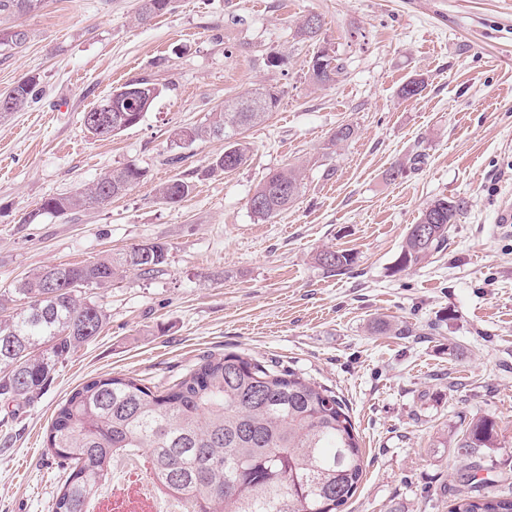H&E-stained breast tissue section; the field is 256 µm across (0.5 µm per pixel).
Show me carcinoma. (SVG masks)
Returning <instances> with one entry per match:
<instances>
[{
  "label": "carcinoma",
  "mask_w": 512,
  "mask_h": 512,
  "mask_svg": "<svg viewBox=\"0 0 512 512\" xmlns=\"http://www.w3.org/2000/svg\"><path fill=\"white\" fill-rule=\"evenodd\" d=\"M42 0H0V12L28 14ZM172 0H140L137 20L147 23L171 9ZM296 35L315 44L309 78L318 85L336 82L342 67H318L322 53L318 33L304 18ZM26 40L21 29L0 30V48ZM38 77L21 80L1 98L11 107L0 117L21 112L37 99ZM149 87V94L118 102L127 123L118 133L137 125L150 109L159 88L148 78L124 84ZM278 96L259 88L246 90L229 108L211 112L194 127L196 141L224 139V154L211 170L224 173L247 161L245 131L260 123L278 105ZM135 164L116 168L93 185L66 196L45 199L27 212L23 224H38L46 215L99 209L126 194L144 177ZM297 167L274 170L249 199L257 217L268 220L288 210L302 188ZM193 190L180 178L161 185L157 199L176 205ZM466 201L437 199L419 223L430 224L420 237L410 228L399 265L408 267L439 252L448 229L465 210ZM149 262L135 261L138 245L117 256L86 264L44 267L21 280L15 292L23 309L0 318V395L36 400L56 366L82 343L98 335L107 319L102 304L88 291L103 288L127 271L143 277L164 272L169 248L153 243ZM317 262L338 275L353 261L345 251L325 250ZM494 424L473 420L454 442L456 457L467 460L494 450ZM48 449L67 462L70 472L50 512H86L89 500L109 481L115 457L145 452L153 474L179 494L183 512H338L363 478L364 461L358 433L342 402L324 386L293 372H281L236 353L207 356L178 383L154 390L133 378L91 380L73 391L51 419ZM450 512H512V497L467 495Z\"/></svg>",
  "instance_id": "1"
}]
</instances>
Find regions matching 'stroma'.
<instances>
[{"mask_svg":"<svg viewBox=\"0 0 512 512\" xmlns=\"http://www.w3.org/2000/svg\"><path fill=\"white\" fill-rule=\"evenodd\" d=\"M139 0H44L0 50V91L34 75L43 93L0 118V295L55 264L85 263L145 241L169 248L163 274L129 272L92 297L108 319L34 402L0 397V512H49L67 476L47 448L51 418L100 377L172 384L207 354L236 353L310 378L339 396L364 474L343 512H449L470 494L451 440L496 423L483 493L512 494V0H174L149 23ZM320 15L343 66L314 85L309 43ZM160 96L142 121L98 140L82 115L132 80ZM417 95L403 96L409 81ZM279 97L248 129L247 162L209 173L220 139L176 145L244 89ZM346 142L331 138L339 126ZM146 176L107 206L40 223L22 218L126 164ZM300 167L287 211L258 219L248 201L273 170ZM173 178L194 189L156 198ZM439 198H463L444 249L400 268L406 234ZM344 250L345 274L321 267ZM193 190V185L180 178L169 180L161 185L157 199L166 205H176L183 201ZM316 260L327 271L340 275L351 265L353 257L346 251L325 250L317 254Z\"/></svg>","mask_w":512,"mask_h":512,"instance_id":"35a3bbf8","label":"stroma"}]
</instances>
